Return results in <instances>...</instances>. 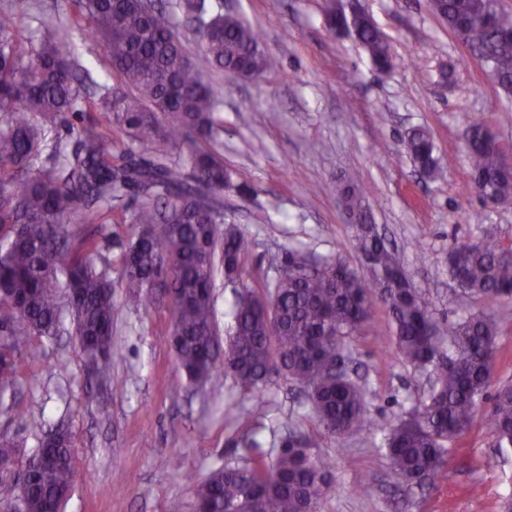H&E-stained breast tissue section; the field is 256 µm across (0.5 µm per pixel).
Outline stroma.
<instances>
[{
	"mask_svg": "<svg viewBox=\"0 0 512 512\" xmlns=\"http://www.w3.org/2000/svg\"><path fill=\"white\" fill-rule=\"evenodd\" d=\"M359 2L391 46L395 63L387 72L376 71L353 39L325 27L322 0H232V10L258 29L272 62L257 85L215 76L224 163L254 188L246 199L224 195L226 217L253 243L250 278L272 283L291 251L361 269L353 228L333 189L337 176H349L370 187L379 233L401 253L438 320L493 313L492 384H512V302L491 306L463 294L446 263L460 244L512 245V202L493 206L478 199L464 137L478 117L512 145V95L491 80L431 0ZM1 9L11 11L19 33L37 45L47 38L40 15L68 17L71 0H0ZM71 38L73 61L94 78L88 95L117 88L105 46L77 30ZM415 126L434 138L439 180L422 178L406 154L404 135ZM135 205L132 194L114 202L108 224L85 223L79 212L70 218L79 235L99 239L113 299L122 307L113 324L112 380H89L68 320L60 335L30 339L14 391L0 402V434L13 438L22 456L32 455L56 427L70 431L75 474L61 512H197V484L250 457L244 438L255 437L270 459L291 432L310 441L312 456L335 462L318 512H500L512 495V451L498 455L484 414L455 443L448 474L436 485L404 490L388 468L383 436L428 385L398 356L382 304L357 337L351 363L368 388L372 433H327L302 388L282 376L265 385L260 406L230 376L216 389L190 385L170 345L171 301L155 290L141 308L123 305L120 259L132 232L123 218ZM62 362L68 365L63 372ZM363 485L369 494H360Z\"/></svg>",
	"mask_w": 512,
	"mask_h": 512,
	"instance_id": "35a3bbf8",
	"label": "stroma"
}]
</instances>
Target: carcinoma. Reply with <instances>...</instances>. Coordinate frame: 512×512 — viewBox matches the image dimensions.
<instances>
[{
  "label": "carcinoma",
  "instance_id": "obj_1",
  "mask_svg": "<svg viewBox=\"0 0 512 512\" xmlns=\"http://www.w3.org/2000/svg\"><path fill=\"white\" fill-rule=\"evenodd\" d=\"M72 25L107 46L120 77V96L87 99L77 82L68 36L55 14L39 18L53 38L26 47L16 22L0 12V398L13 390L18 354L30 335L54 336L62 324L57 296L64 278L68 308L79 343L97 374L109 372L112 322L118 313L108 271L97 264L100 241L69 229L66 219L80 210L89 223L104 224L112 202L131 191L138 205L130 216L132 241L121 256L128 288L126 304L137 308L149 297L151 279L167 274L175 291L170 342L178 368L193 384L220 386L233 376L259 395L270 375L293 379L309 396L319 423L344 435L374 427L368 392L352 378L341 379L332 361L351 355L352 343L371 317L374 304L389 310L393 339L402 360L429 375L423 400L385 435L383 455L406 486L434 485L446 477L449 447L470 427L484 400L491 399L486 425L499 452L512 449V386L489 395L494 372L497 325L485 313L454 322L437 321L406 276L396 251L373 235L369 192L348 180L339 200L351 212L359 254L373 252L376 265L360 273L340 260L312 270L285 257L273 289L262 294L244 279L250 240L224 223V190L247 196L249 186L224 166L219 152L223 127L217 118L218 92L189 58L157 7L143 0H72ZM483 0H439L435 9L456 37L478 51L505 92L512 93V14L493 12L490 27L478 18ZM185 14L204 16L195 42L217 70L256 81L269 58L254 28L235 15L210 12L203 0H180ZM327 26L343 29L367 52L380 72L393 66L390 44L364 10L349 15L337 0H323ZM99 112L85 125L76 148L43 169L33 161L44 147L43 125L74 112ZM169 119L161 125L155 113ZM483 121L471 123L466 145L469 177L483 201L512 200V163L501 141L486 136ZM150 147L153 158L112 156V135ZM186 153L167 162L172 150ZM407 154L430 178L439 176L432 135L409 130ZM224 225V233L216 225ZM448 274L461 291L492 303L512 300V246L468 243L448 252ZM236 285L224 364L217 363L214 281L219 268ZM275 298L278 327L268 301ZM305 438L288 439L275 460L253 458L225 465L197 485L199 512H309L328 492V457H313ZM40 451L53 458L29 474L24 512H48L52 500L71 489L74 459L68 443L52 440Z\"/></svg>",
  "mask_w": 512,
  "mask_h": 512
}]
</instances>
